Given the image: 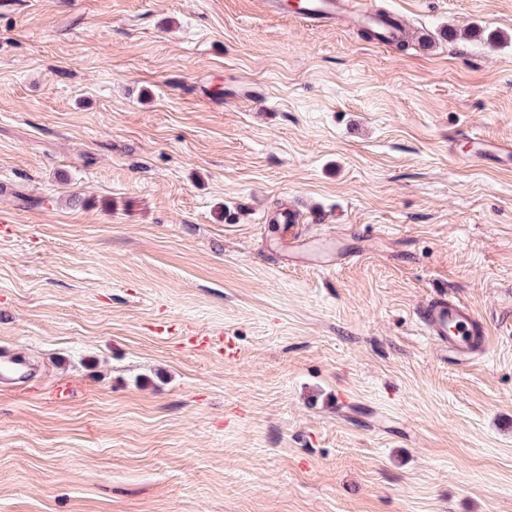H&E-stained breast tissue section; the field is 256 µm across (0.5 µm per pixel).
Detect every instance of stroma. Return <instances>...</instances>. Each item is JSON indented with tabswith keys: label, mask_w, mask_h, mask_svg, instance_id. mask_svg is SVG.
I'll return each instance as SVG.
<instances>
[{
	"label": "stroma",
	"mask_w": 512,
	"mask_h": 512,
	"mask_svg": "<svg viewBox=\"0 0 512 512\" xmlns=\"http://www.w3.org/2000/svg\"><path fill=\"white\" fill-rule=\"evenodd\" d=\"M0 6V512H512V0ZM370 237L331 270L273 252ZM484 317L449 361L418 309ZM158 322L173 323L167 336ZM230 332L235 360L184 331ZM293 10L303 22H329L342 9V0H297ZM358 6L355 8L357 13V19L366 25H362L359 28L360 34L367 40H376L379 37L376 32L371 28H375L379 34L386 40H390L396 35L394 27L385 19L381 18L374 12V8L368 6L367 2L360 1ZM371 26V27H369ZM465 150L461 155L468 159H496L503 167H512V143H498L481 139L475 134L466 135ZM418 320L426 335L460 363L478 360L488 349L487 322L446 292L432 297L418 311ZM0 355V379L4 384L5 379H21L29 372L30 366L24 360L11 354L5 345H1Z\"/></svg>",
	"instance_id": "1"
}]
</instances>
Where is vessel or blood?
Instances as JSON below:
<instances>
[{
  "label": "vessel or blood",
  "mask_w": 512,
  "mask_h": 512,
  "mask_svg": "<svg viewBox=\"0 0 512 512\" xmlns=\"http://www.w3.org/2000/svg\"><path fill=\"white\" fill-rule=\"evenodd\" d=\"M342 9V0H296L294 10L303 22L324 23L335 19ZM359 20L375 28L384 39L395 36L394 27L369 7L366 0H360L356 8ZM464 158L496 159L503 167H512V143H498L481 139L476 135L465 138ZM288 259L292 263H307L321 269H331L349 258L344 246L327 248L318 255H311L309 241L304 231L290 236L286 245ZM418 320L427 336L448 351L454 360L470 363L481 358L488 349L490 330L486 321L469 305L442 293L432 297L418 312ZM200 349H210L233 359L238 354V343L234 336L219 339L200 336L195 340ZM30 367L24 360L9 351L0 352V379H21Z\"/></svg>",
  "instance_id": "1"
}]
</instances>
